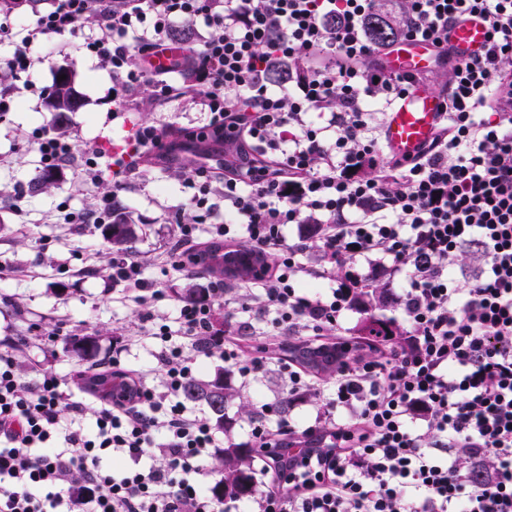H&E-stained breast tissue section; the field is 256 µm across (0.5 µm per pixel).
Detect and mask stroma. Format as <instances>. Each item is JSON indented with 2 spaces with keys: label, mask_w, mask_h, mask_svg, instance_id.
Returning a JSON list of instances; mask_svg holds the SVG:
<instances>
[{
  "label": "stroma",
  "mask_w": 512,
  "mask_h": 512,
  "mask_svg": "<svg viewBox=\"0 0 512 512\" xmlns=\"http://www.w3.org/2000/svg\"><path fill=\"white\" fill-rule=\"evenodd\" d=\"M97 24L92 16L83 32L50 37L45 49L38 51L31 75L39 85L52 83L62 69L72 75L83 105L66 115L68 138L79 146L95 147L101 131L118 133L129 122L164 126L172 137L203 125L200 105L184 100L111 119L104 100L111 92L112 77L79 49L84 32L96 30ZM5 87L14 90V107L0 116V339L26 337L28 345L19 358L25 379L41 372L65 376L83 365L69 350L68 337H96V357L107 360L116 341L141 335L143 323L133 303L112 295L109 261L114 249L102 225L61 224L56 219L60 202L69 201L77 210L95 207L111 191V182L87 187L69 170L50 189L32 191L41 170L34 161L29 135L37 127H53V115L44 100L26 91L23 81L0 77V89ZM195 160L194 154L183 152L175 161L149 166L121 193L136 229L127 249L147 276H160L157 258L172 231L168 218L185 206L191 194L186 177ZM79 250L100 257L97 272L82 280L62 275L63 266L75 264ZM238 391L250 404L271 403L287 396L288 377L273 363Z\"/></svg>",
  "instance_id": "obj_1"
}]
</instances>
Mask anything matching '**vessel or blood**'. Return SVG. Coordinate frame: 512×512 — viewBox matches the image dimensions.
I'll return each instance as SVG.
<instances>
[{
	"instance_id": "vessel-or-blood-1",
	"label": "vessel or blood",
	"mask_w": 512,
	"mask_h": 512,
	"mask_svg": "<svg viewBox=\"0 0 512 512\" xmlns=\"http://www.w3.org/2000/svg\"><path fill=\"white\" fill-rule=\"evenodd\" d=\"M488 28L481 16L474 15L455 25L449 46L458 59H470L484 53ZM437 57L426 42L407 39L394 45L385 64L393 72L411 75L432 69ZM443 117L439 93L421 85L413 86L387 112L383 140L387 149L399 156H412L433 137Z\"/></svg>"
}]
</instances>
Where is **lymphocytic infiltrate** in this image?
Here are the masks:
<instances>
[{"mask_svg":"<svg viewBox=\"0 0 512 512\" xmlns=\"http://www.w3.org/2000/svg\"><path fill=\"white\" fill-rule=\"evenodd\" d=\"M377 2L51 0L0 60L14 79L29 77L33 45L97 16L81 48L112 75L113 116L140 111L147 84L157 107L199 100L198 137L221 135L252 154L236 168L200 157L187 178L191 213L176 216L161 268H200L217 241L269 259L238 300L243 314L262 302V324L245 344L240 327H214L223 279L210 277L207 300L180 302L169 320L155 311L165 292L140 263L113 258L112 285L138 308L145 337L160 341L164 367L159 390L128 372L137 393L125 401H68L55 374L21 378L23 342L1 343L0 512H235V501L197 479L221 445L181 400L199 352L219 353L244 384L279 363L293 402L326 398L309 426L260 406L245 442L260 470L250 512H512V0H400L404 37L431 44L450 67L433 138L415 156L384 162L368 103L389 111L429 77L387 70L389 47L365 25ZM472 14L487 22L486 50L449 61V33ZM184 19L206 26L200 44L173 40ZM161 52L180 78L153 69ZM276 59L305 68L279 92L266 84ZM163 139L160 127L138 124L130 151L112 158L44 127L30 142L42 171L75 169L90 187L111 175L95 209L57 207L64 224H109L122 215L119 193ZM291 224L319 225L322 265L304 263L314 246L303 234L287 238ZM471 245L483 263L463 288L455 273ZM387 269L406 276L395 303L407 341L356 339L364 358L342 364L329 387L279 356L284 336L338 337L358 294ZM284 444L296 450L288 462L275 454ZM156 448L163 465L142 466ZM114 456L128 468L104 469ZM481 463L490 470L478 483L465 467Z\"/></svg>","mask_w":512,"mask_h":512,"instance_id":"lymphocytic-infiltrate-1","label":"lymphocytic infiltrate"}]
</instances>
